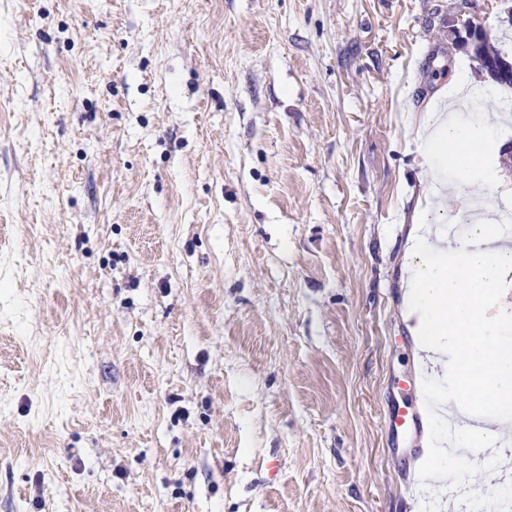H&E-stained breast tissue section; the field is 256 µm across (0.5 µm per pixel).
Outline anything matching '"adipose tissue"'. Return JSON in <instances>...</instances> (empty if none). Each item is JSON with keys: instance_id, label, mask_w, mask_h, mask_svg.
Here are the masks:
<instances>
[{"instance_id": "obj_1", "label": "adipose tissue", "mask_w": 512, "mask_h": 512, "mask_svg": "<svg viewBox=\"0 0 512 512\" xmlns=\"http://www.w3.org/2000/svg\"><path fill=\"white\" fill-rule=\"evenodd\" d=\"M457 103L456 92L440 93L438 109L426 114L418 130L419 149L460 161L468 192L495 194L499 184L482 165L475 131L446 114ZM412 251L416 261L407 299L422 314L420 346L447 360L461 400L478 402L488 418L478 436L464 434L460 444L475 439L487 448L498 446L501 424L512 410V343L498 335L486 309L498 295L504 270L512 267V241L481 224L472 238L453 240L447 253L433 255L419 245Z\"/></svg>"}]
</instances>
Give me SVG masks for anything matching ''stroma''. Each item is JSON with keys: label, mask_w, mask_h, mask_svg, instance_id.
<instances>
[{"label": "stroma", "mask_w": 512, "mask_h": 512, "mask_svg": "<svg viewBox=\"0 0 512 512\" xmlns=\"http://www.w3.org/2000/svg\"><path fill=\"white\" fill-rule=\"evenodd\" d=\"M499 0H0V512H429L392 435L426 389L405 310L416 129L508 92L450 48ZM422 416L412 408L405 406H394L391 411L388 426L391 432L398 436L400 433L417 431L422 426Z\"/></svg>", "instance_id": "obj_1"}]
</instances>
